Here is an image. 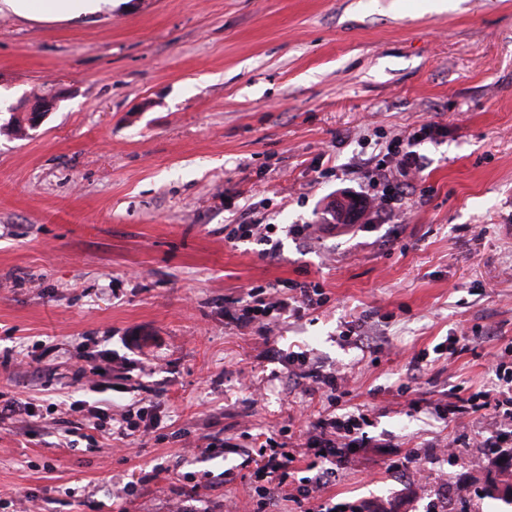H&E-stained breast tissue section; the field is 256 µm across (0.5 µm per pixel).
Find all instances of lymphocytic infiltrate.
Listing matches in <instances>:
<instances>
[{
	"label": "lymphocytic infiltrate",
	"instance_id": "lymphocytic-infiltrate-1",
	"mask_svg": "<svg viewBox=\"0 0 512 512\" xmlns=\"http://www.w3.org/2000/svg\"><path fill=\"white\" fill-rule=\"evenodd\" d=\"M432 132L424 126L418 132L399 137L398 148L394 151V172L378 168L372 171L371 180L382 187L380 195L370 198L373 210L384 211L399 200L406 189L411 187L422 171V161L412 146L417 137H425ZM288 288V297H268L263 287L249 288L250 301L241 309L235 322L241 328H254L264 320L276 314H300L305 310H314L324 303L323 291L319 286L292 282ZM290 366L296 367L298 377L304 382L306 392L325 395L328 403H340L347 394L345 376L334 369H325L320 361L311 359L302 352H293L288 356ZM498 386L494 390H485L463 397L449 395L447 401L437 404L435 414L440 419L462 417L482 410H493L502 420L499 429L488 437L492 448L512 447V343L505 346L498 358L490 365ZM366 414L342 416L336 412L320 415L315 420H301L299 425L297 458H289L282 444L274 438H267L256 451L263 465L256 474L258 481L254 493L258 505L266 508L273 505L277 494L289 493L293 502L302 505L303 512H335L334 508L322 504L318 494L336 475L337 467L343 466L357 449L367 447L370 438L364 427ZM303 461L306 468L317 470L318 481L314 485L288 487L287 477L293 461Z\"/></svg>",
	"mask_w": 512,
	"mask_h": 512
}]
</instances>
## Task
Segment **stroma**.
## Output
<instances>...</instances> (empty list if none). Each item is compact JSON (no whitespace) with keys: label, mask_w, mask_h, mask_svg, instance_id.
I'll list each match as a JSON object with an SVG mask.
<instances>
[{"label":"stroma","mask_w":512,"mask_h":512,"mask_svg":"<svg viewBox=\"0 0 512 512\" xmlns=\"http://www.w3.org/2000/svg\"><path fill=\"white\" fill-rule=\"evenodd\" d=\"M117 0L41 21L0 10V512H253L251 437L320 410L289 377L304 350L345 369L370 447L325 499L389 512H497L483 498L499 426L436 418L451 388H493L512 342V0ZM438 127L425 169L374 222L313 237L370 195L396 137ZM277 253L231 242L243 214ZM317 283L327 301L265 331L231 315L247 286ZM365 323L360 353L342 336ZM481 327L465 349L436 344ZM429 357L413 372L414 354ZM84 401L63 411L60 400ZM142 412L125 439L85 409ZM158 477L139 484L152 468ZM34 102L28 106H23L20 108H16L17 110H21V112H16L11 115L10 119L6 124H0V134L3 132L7 135H12L15 137L23 138L29 135V131H32V127L25 124L27 120V116L30 112H32L35 108H38L34 115H31L34 118L30 123L34 124L35 128H38L44 120L45 114L44 112H50L52 107V101H48L45 103L43 107H40L42 103L45 101V96H40L38 94L33 93L32 95ZM40 107V108H39ZM31 110L30 112H28Z\"/></svg>","instance_id":"obj_1"}]
</instances>
